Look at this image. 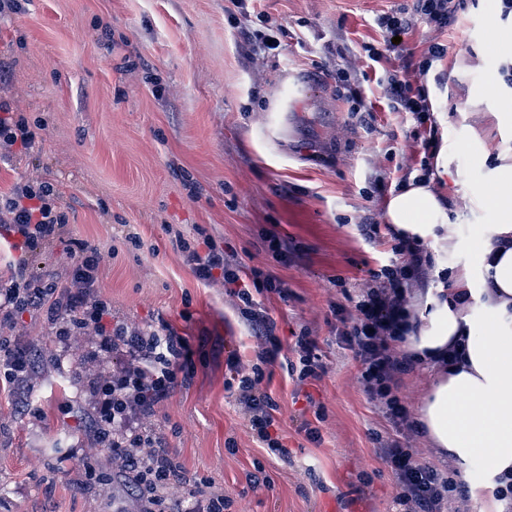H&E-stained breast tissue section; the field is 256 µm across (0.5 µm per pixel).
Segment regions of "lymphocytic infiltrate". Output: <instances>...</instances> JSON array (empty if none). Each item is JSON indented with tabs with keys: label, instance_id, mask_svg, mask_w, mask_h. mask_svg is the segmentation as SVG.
<instances>
[{
	"label": "lymphocytic infiltrate",
	"instance_id": "1",
	"mask_svg": "<svg viewBox=\"0 0 512 512\" xmlns=\"http://www.w3.org/2000/svg\"><path fill=\"white\" fill-rule=\"evenodd\" d=\"M463 6L464 0H414L411 8L391 7L374 18L379 38L363 43L362 48L379 74L377 83L383 90L385 108L412 123L398 146L385 152L387 159L396 162L397 179H390L380 167L371 175L378 194H385L391 182L400 188L422 186L437 195L443 190L434 175L441 137L428 75L433 67L456 60L458 50L446 34ZM421 19L427 23L429 37L421 39L417 48L408 49L403 62H396L388 47L394 37L411 35ZM336 86L349 103L352 117L366 123L373 109L365 104L359 71L350 61L337 66ZM52 193V186L42 182L35 188L16 187L1 198L0 233L19 237L27 249L53 240L67 217L51 203ZM359 230L369 240L390 238L391 256L387 264L353 284L349 306L336 312V334L359 365L362 393L393 429L392 434L376 436L375 442L396 478L395 512H452L455 500L465 490L447 473L415 457L411 442L421 430L398 395L403 376L418 364L415 353L406 348V338L427 293L424 283L433 268V257L417 238L395 231L392 225L363 224ZM187 262L196 277L207 283L214 281L215 271H223L225 292L256 338L253 359L245 361L235 353L227 359L230 378L237 383V406L256 441L288 457V448L272 431L278 404L265 385L279 355L271 346L275 323L265 302L274 296L286 297L287 289L281 280L260 269L243 272L236 254L213 247L203 253L190 251ZM98 266V256L83 258L74 265L70 284L60 291L32 286L27 273L18 271L0 283V327L12 325L21 309L42 307L49 323L59 324L60 338L93 333L95 349L89 359L108 365L105 372L89 379L100 447L110 449L121 471L131 475L138 496L150 503V512H183L180 503L162 495L163 489L181 479L182 469L159 440L143 431L141 418L187 374L189 342L166 322L146 328L108 323L109 303L96 293ZM288 351L284 369L296 386L322 380L327 368L310 329H302Z\"/></svg>",
	"mask_w": 512,
	"mask_h": 512
}]
</instances>
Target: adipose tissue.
Segmentation results:
<instances>
[{"label": "adipose tissue", "mask_w": 512, "mask_h": 512, "mask_svg": "<svg viewBox=\"0 0 512 512\" xmlns=\"http://www.w3.org/2000/svg\"><path fill=\"white\" fill-rule=\"evenodd\" d=\"M487 202L496 210L497 221L473 231L486 259L479 270L464 265L453 274L465 284L480 275V314L427 295L407 346L417 356L431 357L451 340H459L462 361L440 373L422 403L419 421L440 452L463 462L484 457L489 476L512 479V248L496 244L500 237L512 239V163L495 168ZM388 220L423 239L437 236L446 244L455 242L448 206L424 187L411 186L393 195ZM485 395L492 398L486 407L480 404Z\"/></svg>", "instance_id": "adipose-tissue-1"}]
</instances>
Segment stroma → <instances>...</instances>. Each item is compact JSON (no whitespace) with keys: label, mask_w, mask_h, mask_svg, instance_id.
I'll return each instance as SVG.
<instances>
[{"label":"stroma","mask_w":512,"mask_h":512,"mask_svg":"<svg viewBox=\"0 0 512 512\" xmlns=\"http://www.w3.org/2000/svg\"><path fill=\"white\" fill-rule=\"evenodd\" d=\"M0 12V100L24 116L31 147L0 156V196L45 181L68 222L33 251L0 240V277L19 266L41 283H64L74 252L100 257L98 288L112 320L145 327L167 321L191 345L188 377L142 419L183 468L184 488L203 485L232 501L227 512H392L395 478L374 436L388 424L357 382L358 366L336 336L343 285L354 284L391 249L357 227L383 224L388 204L366 199L370 161L407 126L380 107L356 123L336 92L341 58L367 66L373 16L413 0H259L269 24L288 32L278 50L255 54L249 21L231 0H16ZM448 40L459 47L443 82H430L452 154L444 193L457 247L425 240L436 270L476 263L473 225L494 223L483 200L491 161L480 144L512 157V91L498 80L512 59V21L498 0H466ZM310 83L307 95L296 85ZM290 252L273 255L266 237ZM237 253L246 268L283 281L286 299L266 306L287 347L302 328L319 342L323 379L296 391L281 368L268 390L276 428L290 450L260 448L228 388L226 358H252L256 340L221 283L197 280L181 241ZM0 343L28 348L32 369L18 387L0 386V512H140L129 478L87 477L106 458L94 438L84 358L87 340L62 341L42 311L28 310ZM323 405L321 443L300 425ZM419 461L484 485L486 470L415 438Z\"/></svg>","instance_id":"1"}]
</instances>
